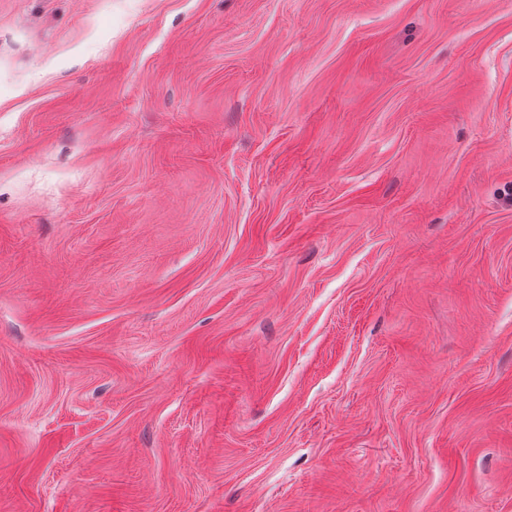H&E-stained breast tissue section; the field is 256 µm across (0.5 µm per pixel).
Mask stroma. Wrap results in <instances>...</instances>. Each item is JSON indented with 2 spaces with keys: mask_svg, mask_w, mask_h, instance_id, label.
Returning <instances> with one entry per match:
<instances>
[{
  "mask_svg": "<svg viewBox=\"0 0 512 512\" xmlns=\"http://www.w3.org/2000/svg\"><path fill=\"white\" fill-rule=\"evenodd\" d=\"M512 0H0V512H512Z\"/></svg>",
  "mask_w": 512,
  "mask_h": 512,
  "instance_id": "1",
  "label": "stroma"
}]
</instances>
